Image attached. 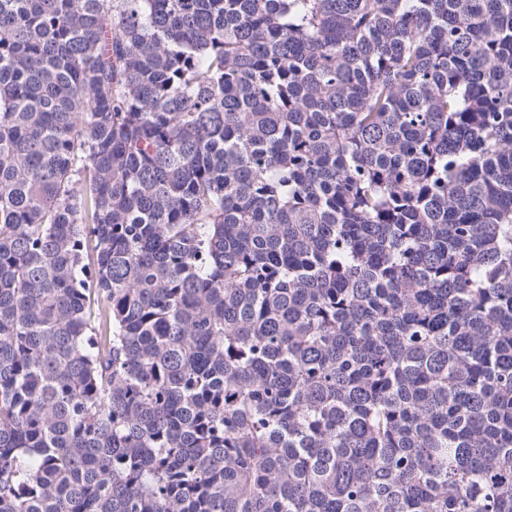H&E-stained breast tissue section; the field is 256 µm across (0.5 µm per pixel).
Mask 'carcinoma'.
Wrapping results in <instances>:
<instances>
[{
	"label": "carcinoma",
	"instance_id": "carcinoma-1",
	"mask_svg": "<svg viewBox=\"0 0 512 512\" xmlns=\"http://www.w3.org/2000/svg\"><path fill=\"white\" fill-rule=\"evenodd\" d=\"M0 512H512V0H0Z\"/></svg>",
	"mask_w": 512,
	"mask_h": 512
}]
</instances>
